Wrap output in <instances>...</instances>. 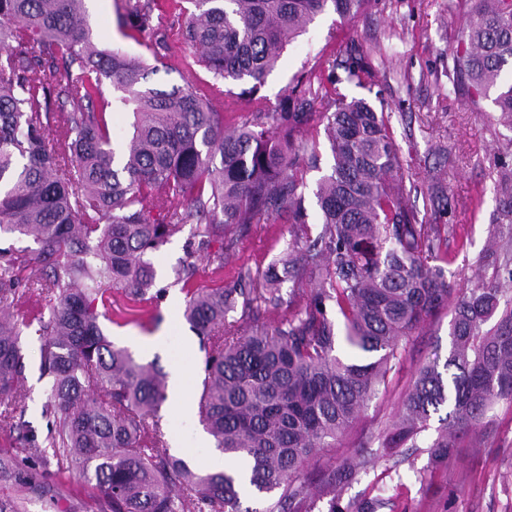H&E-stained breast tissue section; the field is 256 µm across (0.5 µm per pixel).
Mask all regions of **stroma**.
Instances as JSON below:
<instances>
[{"mask_svg":"<svg viewBox=\"0 0 512 512\" xmlns=\"http://www.w3.org/2000/svg\"><path fill=\"white\" fill-rule=\"evenodd\" d=\"M122 2L86 0L93 39L132 58H151L153 38H129L120 28ZM166 6L160 27L168 31L176 16L174 0H167ZM470 6L471 0H375L368 13L345 21L326 12L286 48L260 90L270 106H278L298 78L332 59L340 44L351 46L378 70L380 82L370 90L348 83L344 70H337L338 87L347 97L367 99L375 109L389 114L406 172L421 178L437 176L447 183V211L434 209L424 193L418 194L415 204L425 223L449 226L448 278L459 284L492 274L484 262L488 227L498 207L491 160L499 143L512 138V129L498 124L490 101L475 107L449 90L448 66ZM164 62L165 70L154 78L161 87L181 83L188 75L207 76L170 33ZM228 235L234 240L231 263L217 273L206 261H197L195 284H229L238 274L264 270L281 255L289 239L287 224L277 218L251 225L243 234L229 230ZM188 239V233H181L151 256L163 298L143 302V314L136 317L126 314V299L113 294L112 317L102 327L116 346L128 349L137 360L157 361L168 374L177 369L187 372L196 391L201 386L205 353L183 318L187 297L175 283ZM450 320V310H442L412 336L399 365L388 375L385 391L369 403L334 448L317 458L319 468L336 465L343 454L358 449L376 458L373 468L340 492L337 504L342 512H358L364 503L376 499L383 502L377 512H512V403H498L486 430L462 436L454 457L444 465H433L430 459L429 447L439 427L435 420L420 434L415 447L390 453L382 446L384 431L416 369L433 355L447 357ZM23 344L21 383L28 392L23 418L41 433L45 421L40 340L29 335ZM161 416L168 437L180 443L176 456L205 467L214 443L203 436L197 406L189 405L179 415L166 404ZM50 482L59 492L54 509H47L42 498L15 481L1 478L0 502L19 503L20 512H98L93 483L66 468L54 470Z\"/></svg>","mask_w":512,"mask_h":512,"instance_id":"1","label":"stroma"}]
</instances>
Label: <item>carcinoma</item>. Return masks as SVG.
<instances>
[{"mask_svg": "<svg viewBox=\"0 0 512 512\" xmlns=\"http://www.w3.org/2000/svg\"><path fill=\"white\" fill-rule=\"evenodd\" d=\"M85 0H0V235L29 238L32 253L0 249V418L8 421L28 469L0 454V477L14 478L55 506L51 466L72 465L95 482L100 512H250L229 470L192 469L168 453L158 413L165 374L104 335L115 290L137 304L154 287L148 255L192 222L191 251L215 270L231 253L224 236L276 215L289 225L282 257L261 276L186 291L184 320L207 344L198 413L215 448L248 468L249 485L277 499L263 512H314L316 501L367 472L350 453L299 475L357 419L385 385L403 343L451 307L448 356L416 370L383 441L399 448L442 431L434 464L448 461L452 436L479 428L502 400L512 403V251H490L492 281H448V225L419 221L405 187L389 119L336 87L370 88L379 72L343 47L278 107L259 95L284 50L328 10L341 17L372 0H179L178 37L211 81L153 87L154 63L91 42ZM158 0H125L127 36L155 31ZM453 56V91L472 105L495 90V111L512 128V0H475ZM112 86V97L104 92ZM248 84L251 117L224 121L213 105L219 83ZM328 108L313 112L314 99ZM132 115V133L111 145L107 110ZM323 127L333 164L315 182L321 228L305 206L307 176L321 170L314 140ZM512 139L497 149L498 210L489 237L512 241ZM94 257L91 263L88 257ZM41 277L30 283L27 271ZM257 301L286 314L254 331L245 309ZM343 318L344 336L328 316ZM243 312H238V309ZM492 327H487L491 320ZM42 341L46 437L15 415L26 398L22 335Z\"/></svg>", "mask_w": 512, "mask_h": 512, "instance_id": "1", "label": "carcinoma"}]
</instances>
